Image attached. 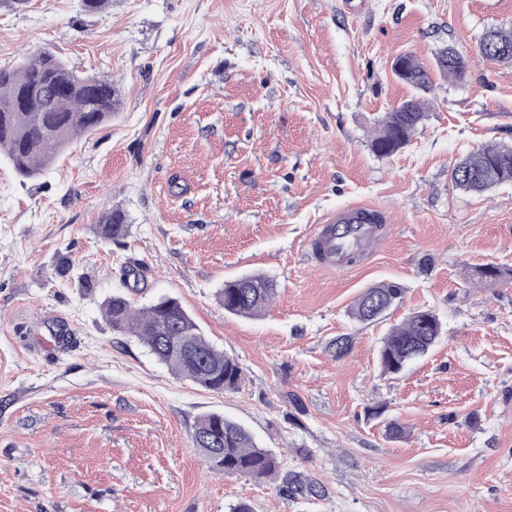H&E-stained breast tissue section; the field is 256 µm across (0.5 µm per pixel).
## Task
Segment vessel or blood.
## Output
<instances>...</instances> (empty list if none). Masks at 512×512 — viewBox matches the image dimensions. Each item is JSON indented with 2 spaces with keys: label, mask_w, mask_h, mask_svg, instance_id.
<instances>
[{
  "label": "vessel or blood",
  "mask_w": 512,
  "mask_h": 512,
  "mask_svg": "<svg viewBox=\"0 0 512 512\" xmlns=\"http://www.w3.org/2000/svg\"><path fill=\"white\" fill-rule=\"evenodd\" d=\"M385 218L375 207L353 204L313 225L304 247L313 266L328 273L347 272L353 254H371L386 238Z\"/></svg>",
  "instance_id": "vessel-or-blood-1"
}]
</instances>
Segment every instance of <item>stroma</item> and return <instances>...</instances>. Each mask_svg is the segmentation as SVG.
I'll return each mask as SVG.
<instances>
[{
	"instance_id": "stroma-1",
	"label": "stroma",
	"mask_w": 512,
	"mask_h": 512,
	"mask_svg": "<svg viewBox=\"0 0 512 512\" xmlns=\"http://www.w3.org/2000/svg\"><path fill=\"white\" fill-rule=\"evenodd\" d=\"M490 28H512V0H0V67L48 48L121 92L38 180L0 160V512H512V284L474 273L512 269V187L450 179L512 142V66L478 52ZM444 44L466 80L437 79L409 144L375 155L376 118L410 94L393 60ZM351 204L386 213L385 245L313 271L310 226ZM114 208L119 244L98 232ZM248 273L275 281L272 304L225 313L218 288ZM383 281L398 305L353 319ZM115 293L177 298L242 386L203 389L113 334ZM420 308L444 335L384 373L382 337ZM210 412L314 493L207 469L190 435ZM128 227L127 214L119 209H114L105 214L99 224L101 236L113 243H119L127 236ZM403 288L399 284L393 282H383L374 284L366 288L353 302L351 306V315L360 322H373L379 320L399 299L403 294ZM378 302L382 310L377 316L368 314V305ZM377 303L371 305L374 309Z\"/></svg>"
}]
</instances>
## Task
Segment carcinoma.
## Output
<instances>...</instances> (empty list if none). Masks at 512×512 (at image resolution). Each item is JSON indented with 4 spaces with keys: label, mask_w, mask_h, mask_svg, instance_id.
Segmentation results:
<instances>
[{
    "label": "carcinoma",
    "mask_w": 512,
    "mask_h": 512,
    "mask_svg": "<svg viewBox=\"0 0 512 512\" xmlns=\"http://www.w3.org/2000/svg\"><path fill=\"white\" fill-rule=\"evenodd\" d=\"M478 52L488 60L512 65V30L484 33ZM462 82L467 77L465 57L452 45L434 53L432 66L406 53L392 64L394 76L411 95L395 111L377 119L378 133L370 143L378 156L388 157L411 141L426 118L425 101L433 90L432 71ZM120 103L118 90L107 77L80 74L54 52L43 49L12 67H0V157L5 158L22 182L41 176L77 135L90 134L112 120ZM454 185L466 193L482 194L512 183V145L488 144L467 154L451 170ZM127 214L114 209L99 224L101 236L118 243L128 233ZM403 294L393 282L366 288L353 302L351 315L360 322L380 319ZM275 295L272 281L252 274L224 282L218 298L224 311L251 317L260 314ZM377 302L382 310L368 314ZM104 317L112 332L142 342L157 361L175 375L207 390L222 393L238 388L243 373L234 358L217 349L192 315L173 297L162 296L138 308L126 294L117 293L103 303ZM443 324L431 310L411 312L382 338L381 366L387 373L402 372L443 336ZM189 350H179L184 338ZM191 447L211 470L226 475L269 478L278 460L257 444L239 423L220 413L205 414L196 421Z\"/></svg>",
    "instance_id": "carcinoma-1"
}]
</instances>
